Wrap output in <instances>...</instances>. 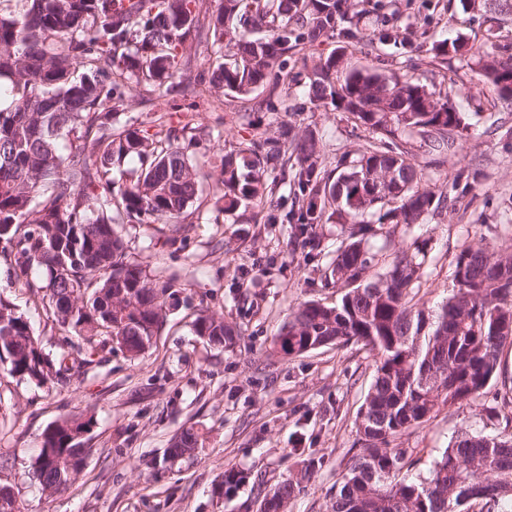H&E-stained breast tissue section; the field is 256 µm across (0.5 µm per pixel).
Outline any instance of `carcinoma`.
I'll return each mask as SVG.
<instances>
[{
    "instance_id": "1",
    "label": "carcinoma",
    "mask_w": 512,
    "mask_h": 512,
    "mask_svg": "<svg viewBox=\"0 0 512 512\" xmlns=\"http://www.w3.org/2000/svg\"><path fill=\"white\" fill-rule=\"evenodd\" d=\"M5 2L18 9L4 10ZM365 3L222 0L205 19L199 0H0V255L13 261L18 279L34 266L44 271L43 283L23 286L42 292V304L68 332L53 354L27 319L0 300L1 369L64 387L70 350L92 356L117 337L136 359L160 333L172 284L127 258L118 225L185 223L205 175L189 160L192 142L170 130L145 135L121 123L129 81L147 92L180 88L179 56L203 35L216 47L212 88L244 99L267 87L269 96L252 112L274 113L288 60L323 37L346 45L361 39ZM369 40L403 46L410 38L383 21ZM431 51L437 59L478 57L498 98L512 99V54L500 59L460 36ZM308 79L310 100L350 115L368 133L367 143L336 161L335 176L323 165L314 131L298 138L282 125L278 137L252 138L225 154L221 184L227 210L270 202L279 187H289L291 207L268 222L295 225V238L312 249L319 247L312 226L329 207L346 233L328 278L349 289L332 306L303 303L277 337L288 355L360 341L374 352L373 381L357 416L363 451L348 460L330 512H512V436L462 431L419 479L402 473L407 449L392 446L440 407L478 399L495 378L502 347L512 343V251L463 247L452 294L428 324L410 305L423 274L422 249H396L376 273L382 258L365 247L456 201L422 186L408 137L444 155L460 146L462 117L425 86L351 68L335 51L319 59ZM71 139L78 146L66 154ZM290 142L295 163L272 175L269 164ZM127 159L138 161L141 174L117 187L114 167ZM194 331L218 345L232 335L223 318L206 312ZM178 438L187 447L171 444V460L193 454L199 443L192 426ZM82 451L61 432L43 437L33 463L42 490L72 483L67 458ZM482 481L492 489L479 502L470 499L469 489ZM294 492L293 480L281 482L264 498L265 512H278Z\"/></svg>"
}]
</instances>
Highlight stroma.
Here are the masks:
<instances>
[{"mask_svg":"<svg viewBox=\"0 0 512 512\" xmlns=\"http://www.w3.org/2000/svg\"><path fill=\"white\" fill-rule=\"evenodd\" d=\"M363 18L364 29L398 14L413 34V47L354 42L350 66L410 80L452 102L465 128L457 151L438 157L420 138L411 159L426 173V188L450 184L461 168L474 181L455 208L428 217L413 230L397 228L393 247L418 244L424 275L414 298L435 309L452 289L455 257L463 246L498 252L512 247V100H498L479 83L473 60L434 59L433 42L456 34L471 44L512 42V10L463 8L460 0H381ZM188 72L199 95L163 89L146 93L130 84V124L148 133L180 131L192 124L190 160L207 173L194 200L192 222L179 234L167 224H126L130 259L151 274L174 280L167 318L153 347L132 360L120 350L95 355L66 387L39 386L0 370V486L12 489L23 512H259L266 494L282 481L299 485L284 512H328L348 458L360 453L355 419L370 388L374 357L365 346L330 345L288 356L276 344L291 313L307 301L333 304L344 292L324 272L344 238L337 216L314 228L318 252L294 241L290 224H271L269 206L225 211L219 182L222 159L241 140L272 137L279 123L315 130L324 165L357 151L367 137L345 113L311 103L307 87L292 88L278 114L261 125L243 119L241 99L208 85L213 54L205 41L188 46ZM0 298L24 315L47 345L65 331L33 292L16 283L0 258ZM223 318L235 336L216 346L195 336L201 311ZM512 346H505L497 376L477 401L441 408L398 441L408 449L411 474H426L458 430L512 434ZM499 407L491 415L490 407ZM86 414L93 424L85 442L92 453L64 491L42 492L32 475L45 429ZM201 443L192 456L169 463L164 452L184 427ZM243 472L244 482L226 489L224 473Z\"/></svg>","mask_w":512,"mask_h":512,"instance_id":"1","label":"stroma"}]
</instances>
